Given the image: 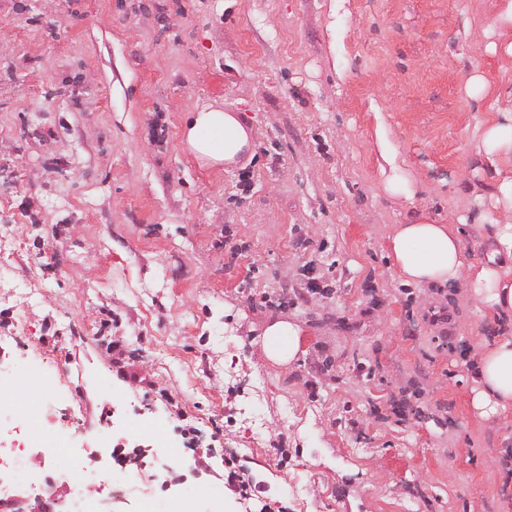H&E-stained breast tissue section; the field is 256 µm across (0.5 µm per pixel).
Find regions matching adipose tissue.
Returning a JSON list of instances; mask_svg holds the SVG:
<instances>
[{"mask_svg":"<svg viewBox=\"0 0 512 512\" xmlns=\"http://www.w3.org/2000/svg\"><path fill=\"white\" fill-rule=\"evenodd\" d=\"M183 136L197 158L214 165L234 162L249 141L233 114L213 108L191 113ZM389 253L406 280L445 284L468 276L483 303L498 314L512 316V224L496 225L486 258L480 262L470 259L459 227L425 221L400 225L389 238ZM300 336L297 325L276 321L262 334V351L273 362H290L300 348ZM472 392V407L480 417L512 410V336L484 346Z\"/></svg>","mask_w":512,"mask_h":512,"instance_id":"obj_1","label":"adipose tissue"}]
</instances>
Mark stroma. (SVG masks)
Returning <instances> with one entry per match:
<instances>
[{"label":"stroma","mask_w":512,"mask_h":512,"mask_svg":"<svg viewBox=\"0 0 512 512\" xmlns=\"http://www.w3.org/2000/svg\"><path fill=\"white\" fill-rule=\"evenodd\" d=\"M501 0H0V412L28 406L93 469L145 456L112 512H512V412L471 406L512 336L466 279L405 281L402 224H512L483 131L512 88ZM488 91L470 92L472 76ZM238 116L231 165L188 113ZM302 330L287 365L259 340ZM125 365L129 378L117 375ZM211 434L203 465L181 429ZM183 136L197 158L214 165L234 162L249 141L248 132L233 114L213 108L192 112ZM234 457L224 458V494L239 500H248L249 480L237 470Z\"/></svg>","instance_id":"1"}]
</instances>
